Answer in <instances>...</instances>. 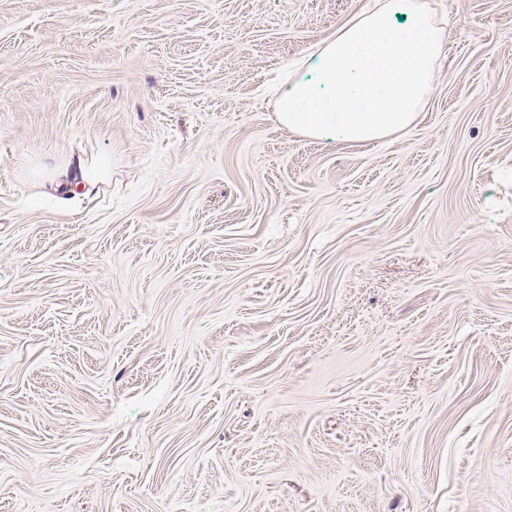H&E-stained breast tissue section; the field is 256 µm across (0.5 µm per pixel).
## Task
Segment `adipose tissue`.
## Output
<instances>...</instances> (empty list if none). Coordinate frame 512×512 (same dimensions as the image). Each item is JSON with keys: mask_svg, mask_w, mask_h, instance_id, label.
Wrapping results in <instances>:
<instances>
[{"mask_svg": "<svg viewBox=\"0 0 512 512\" xmlns=\"http://www.w3.org/2000/svg\"><path fill=\"white\" fill-rule=\"evenodd\" d=\"M411 19L397 28L395 14ZM441 29L424 0H378L348 20L317 56V85L283 90L278 120L310 137L335 134L343 143H370L410 128L432 88ZM32 175L62 196L92 190L109 175L105 160L77 157L63 168L36 166Z\"/></svg>", "mask_w": 512, "mask_h": 512, "instance_id": "ef3b65f1", "label": "adipose tissue"}]
</instances>
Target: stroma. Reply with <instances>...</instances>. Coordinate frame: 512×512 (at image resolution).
<instances>
[{
	"instance_id": "obj_1",
	"label": "stroma",
	"mask_w": 512,
	"mask_h": 512,
	"mask_svg": "<svg viewBox=\"0 0 512 512\" xmlns=\"http://www.w3.org/2000/svg\"><path fill=\"white\" fill-rule=\"evenodd\" d=\"M371 3L0 0V512H512V0H426L408 130L288 131ZM32 175L48 183L50 187L63 197L74 194L76 187L86 191L95 189L109 175V167L105 160L77 156L70 160L64 168L36 166L31 169Z\"/></svg>"
}]
</instances>
